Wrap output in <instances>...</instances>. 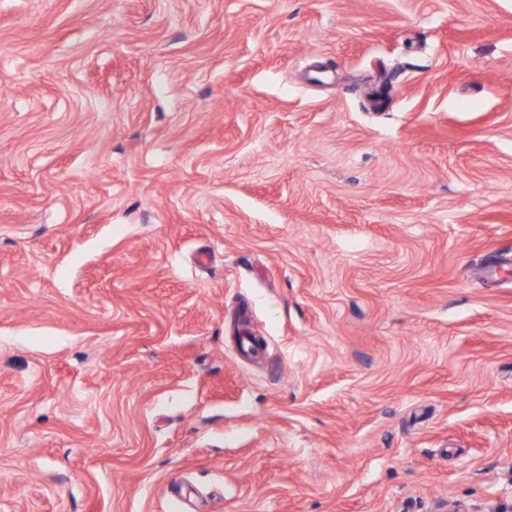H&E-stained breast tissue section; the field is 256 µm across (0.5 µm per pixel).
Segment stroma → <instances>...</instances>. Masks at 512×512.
Masks as SVG:
<instances>
[{"label":"stroma","mask_w":512,"mask_h":512,"mask_svg":"<svg viewBox=\"0 0 512 512\" xmlns=\"http://www.w3.org/2000/svg\"><path fill=\"white\" fill-rule=\"evenodd\" d=\"M176 495L512 512V0H0V512Z\"/></svg>","instance_id":"obj_1"}]
</instances>
